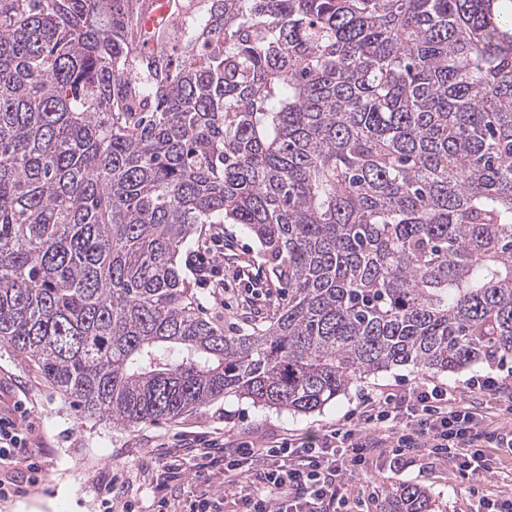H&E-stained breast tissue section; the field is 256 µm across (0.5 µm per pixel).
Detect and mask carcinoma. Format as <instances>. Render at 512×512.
Returning <instances> with one entry per match:
<instances>
[{"label":"carcinoma","instance_id":"carcinoma-1","mask_svg":"<svg viewBox=\"0 0 512 512\" xmlns=\"http://www.w3.org/2000/svg\"><path fill=\"white\" fill-rule=\"evenodd\" d=\"M0 0V342L84 417L297 413L512 358L497 0ZM241 224L288 301L230 335L177 268ZM380 512H432L399 485Z\"/></svg>","mask_w":512,"mask_h":512}]
</instances>
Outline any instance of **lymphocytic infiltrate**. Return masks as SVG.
<instances>
[{
  "label": "lymphocytic infiltrate",
  "instance_id": "f902f5d3",
  "mask_svg": "<svg viewBox=\"0 0 512 512\" xmlns=\"http://www.w3.org/2000/svg\"><path fill=\"white\" fill-rule=\"evenodd\" d=\"M233 248L218 231L187 258L218 305L224 300V273L240 282L249 274L245 266L225 268V254ZM467 387L468 401L454 388L435 383L366 396L359 422L325 427L316 438L291 433L259 446L197 435L188 446L205 488L191 501L190 512H222L227 504L233 512H354L362 492L346 483V476L366 471L372 455L386 456L395 466L422 448L474 482L492 478L496 470L482 449L491 444L512 451V422L489 426L482 407L511 392L512 385L487 374L469 379ZM28 434L15 412L0 415V469L24 468L23 481L0 479V499L43 481L41 451L29 447Z\"/></svg>",
  "mask_w": 512,
  "mask_h": 512
}]
</instances>
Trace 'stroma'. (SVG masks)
Masks as SVG:
<instances>
[{
  "label": "stroma",
  "mask_w": 512,
  "mask_h": 512,
  "mask_svg": "<svg viewBox=\"0 0 512 512\" xmlns=\"http://www.w3.org/2000/svg\"><path fill=\"white\" fill-rule=\"evenodd\" d=\"M223 230L233 236L236 253L260 270L251 282L259 299L249 313L241 309L237 291H225V304L219 307L208 289L194 290L200 311L231 333L267 320L276 308L266 300V292L276 293L284 301L288 298V288L265 270L260 245L249 232L238 224L225 225ZM496 369V363L479 361L456 372L420 375L412 366H394L353 383L312 414L262 408L230 396L203 404L172 422L161 421L127 430L79 416L32 363L10 347L0 345V410L25 403L34 425L31 435L45 448L41 458L42 484L25 496L0 500V512H98L96 486L115 468L124 469L129 478V494L134 497L139 512H152L155 501L152 470L155 445L159 441L175 443L213 431L245 437L258 445L289 432L315 436L326 426L357 419L365 394L407 389L423 381L445 384L462 393L469 378ZM486 455L497 467L498 475L481 484L463 477L453 464L433 460L424 451L412 454L410 462L401 468L391 467L387 457H374L367 472L352 475L350 482L357 487L367 486L374 494L373 500L362 503L363 512H380L384 498L402 483L427 488L432 494L434 512H472L482 496L512 499V453L490 448Z\"/></svg>",
  "instance_id": "obj_1"
}]
</instances>
